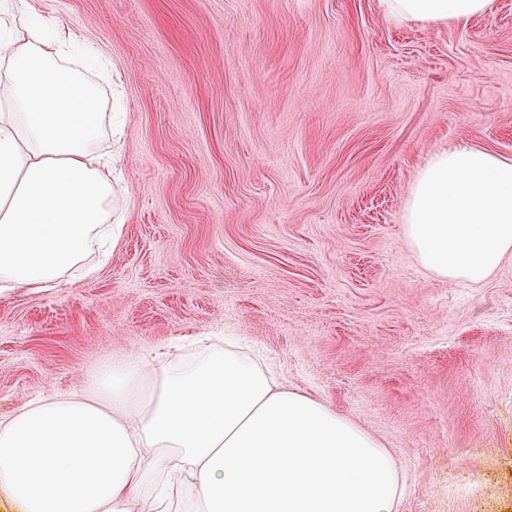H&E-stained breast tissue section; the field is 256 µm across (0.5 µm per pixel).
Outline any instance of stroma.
I'll return each mask as SVG.
<instances>
[{
  "label": "stroma",
  "instance_id": "35a3bbf8",
  "mask_svg": "<svg viewBox=\"0 0 512 512\" xmlns=\"http://www.w3.org/2000/svg\"><path fill=\"white\" fill-rule=\"evenodd\" d=\"M117 72L123 232L0 296V416L107 362L229 336L393 456L397 512H512V261L472 286L403 236L436 148L512 158V0L454 27L380 0H26Z\"/></svg>",
  "mask_w": 512,
  "mask_h": 512
}]
</instances>
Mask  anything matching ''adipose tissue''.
Listing matches in <instances>:
<instances>
[{
	"instance_id": "obj_1",
	"label": "adipose tissue",
	"mask_w": 512,
	"mask_h": 512,
	"mask_svg": "<svg viewBox=\"0 0 512 512\" xmlns=\"http://www.w3.org/2000/svg\"><path fill=\"white\" fill-rule=\"evenodd\" d=\"M387 19L462 25L493 0H381ZM98 54L25 0H0V293L43 292L115 247ZM406 241L429 272L478 285L512 258V159L434 150L410 186ZM96 395L0 417V490L20 512H394L375 438L288 389L233 343L188 361L119 359Z\"/></svg>"
}]
</instances>
